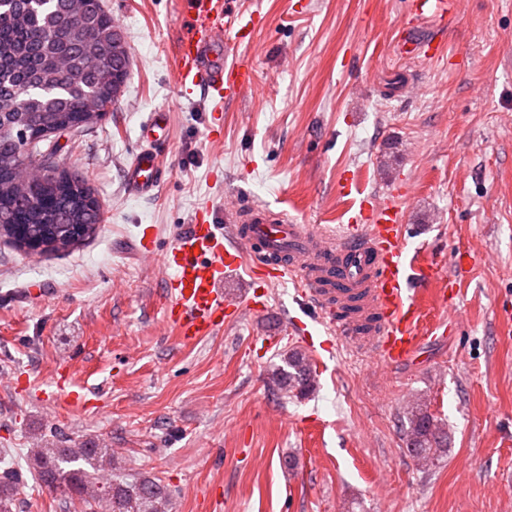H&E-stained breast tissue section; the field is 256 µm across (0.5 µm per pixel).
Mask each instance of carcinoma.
I'll return each mask as SVG.
<instances>
[{"label":"carcinoma","instance_id":"1","mask_svg":"<svg viewBox=\"0 0 512 512\" xmlns=\"http://www.w3.org/2000/svg\"><path fill=\"white\" fill-rule=\"evenodd\" d=\"M104 0H85L84 13L71 15L67 0H0V236L10 238L6 224H24L28 234L53 226L59 234L69 224H85L92 237L102 215L82 201L89 190L85 179L56 168L43 180H25L19 171L32 155L12 135L19 125L36 128L64 118L70 128L83 127L80 101L98 95L115 73L127 68L124 59L103 48L97 69L86 70L78 37L80 26L102 33L112 29ZM285 397L303 398L315 389L312 364L293 348L271 373ZM404 442L414 457L439 465L448 454V429L428 411L427 400L417 398L405 412ZM29 468L40 483L63 493V512H171L172 494L154 477L126 482L103 478L117 468L111 448L89 443L61 446L52 441L29 451ZM22 474L0 472V512L16 509Z\"/></svg>","mask_w":512,"mask_h":512}]
</instances>
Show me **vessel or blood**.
<instances>
[{
	"instance_id": "vessel-or-blood-1",
	"label": "vessel or blood",
	"mask_w": 512,
	"mask_h": 512,
	"mask_svg": "<svg viewBox=\"0 0 512 512\" xmlns=\"http://www.w3.org/2000/svg\"><path fill=\"white\" fill-rule=\"evenodd\" d=\"M409 24L436 17L447 22L456 0H408ZM257 16L236 11L227 0H188L184 32L177 45L175 70L183 92L203 88L207 97L223 103L252 86L244 60L231 59L235 45L250 41ZM433 39L411 33L400 52L409 57H433ZM167 118L152 113L140 130L146 141L126 169L129 194L148 197L162 181L158 154L148 143L153 130ZM225 223H210L208 212L194 222L163 252H155L153 236L143 233L137 252L146 262H160L170 270L166 288V319L175 335L192 342L224 325V281L252 257L253 275L264 283L292 280L299 294L317 313V323L334 335L337 344L360 351L387 364L417 359L421 340V305L409 286L408 241L398 208L369 197L342 234L331 236L307 224L289 221L284 212L265 207L225 205ZM336 278H329L332 268ZM354 296L356 310L335 319L337 301ZM55 397L75 410L94 409L87 395L72 390L66 374L54 381Z\"/></svg>"
}]
</instances>
